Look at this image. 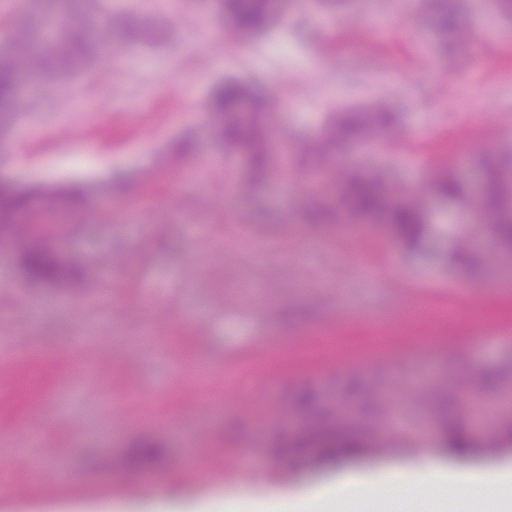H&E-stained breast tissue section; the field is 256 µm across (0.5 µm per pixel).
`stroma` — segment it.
<instances>
[{"instance_id":"obj_1","label":"stroma","mask_w":512,"mask_h":512,"mask_svg":"<svg viewBox=\"0 0 512 512\" xmlns=\"http://www.w3.org/2000/svg\"><path fill=\"white\" fill-rule=\"evenodd\" d=\"M85 25L120 40L112 18L147 19L157 36L69 78L23 76L26 106L0 132V176L92 193L82 210L38 204L19 212L36 238L85 277L71 289L38 286L16 265L15 238L0 233V354L38 343L60 353L30 364L42 389L24 402L0 382V457L18 461L25 498L0 512L63 504L136 502L154 512H209L215 490L251 483L289 493L343 469L413 462L434 444L431 411L416 393L456 383L476 436L512 419V384L477 390V367L512 358V277L495 240H473L478 270L442 252L464 231L433 206L435 241L407 251L383 225L301 223L312 175L351 165L407 188L438 160L473 180L477 155L512 159V21L492 0H466L467 31L454 52L438 47L419 0H351L325 13L295 4L260 35L234 39L214 0H101ZM229 76L277 96L272 123L277 173L251 190L244 157L228 156L204 110ZM384 103L400 114L371 147L333 157L299 155L326 113ZM129 112L143 115L133 129ZM122 177L119 199L101 184ZM323 339L321 358L295 342ZM96 358L85 372L80 355ZM224 386L214 389L216 370ZM359 381L388 396L377 429L393 453L292 468L277 459L292 433L288 399L309 389L351 400ZM38 431L36 446L24 436ZM167 446L165 463L127 470L117 461L137 437ZM486 493L452 483L447 497L418 480L392 496L321 497L323 512H479Z\"/></svg>"}]
</instances>
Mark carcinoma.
Returning <instances> with one entry per match:
<instances>
[{
  "label": "carcinoma",
  "instance_id": "1",
  "mask_svg": "<svg viewBox=\"0 0 512 512\" xmlns=\"http://www.w3.org/2000/svg\"><path fill=\"white\" fill-rule=\"evenodd\" d=\"M95 2L97 0H60L68 34L47 52L32 50L31 27L21 26L14 30L9 48L0 53V125L23 108L16 90L20 67L49 78H63L80 70L89 60L112 52V44L102 45L92 40L82 25ZM426 2L430 5L438 44L446 49L464 35L460 0ZM289 5L290 0H220L222 14L230 27L243 34L267 31L277 12ZM271 103L272 99L260 93L253 84L236 77H228L216 85L206 103V111L217 117V138L225 150L246 155L249 182L256 187L264 185L272 175L265 123ZM396 122V113L385 107L350 108L331 116L323 136L307 143L304 152L331 156L347 143L365 141ZM477 167L482 194L476 200L466 183L450 167L438 171L426 183L425 190L446 205L467 207L477 201L482 214L480 224L489 229L502 250L512 252V167L490 153L478 159ZM49 191L38 185L1 180L0 230L14 221L17 212L33 208ZM50 192L72 209H79L85 203V193L80 189L57 188ZM339 213L386 225L391 236L411 251L429 244L433 236L430 214L416 194L409 190L404 197H396L386 185V179L379 174L350 172L338 195L312 197L306 210V221L332 224ZM448 254L455 264H477V258L465 242L451 246ZM19 268L29 281L44 286L73 285L84 278L81 266L65 261L53 249L39 243H30L20 250ZM511 375V362L488 369L480 386L496 390L500 382ZM426 400L440 420L436 433L440 447L494 453L512 446L511 422L500 425L490 441L477 443L471 438L467 410L455 393L435 391L426 396ZM290 405L308 419L306 431L282 445V452L294 463L303 460L308 448L322 449L320 463L361 450H390L388 445L371 442L363 423L341 419L323 410L317 395L310 390L295 393ZM166 453L162 440L141 438L130 445L126 460L134 469H149L162 462Z\"/></svg>",
  "mask_w": 512,
  "mask_h": 512
}]
</instances>
